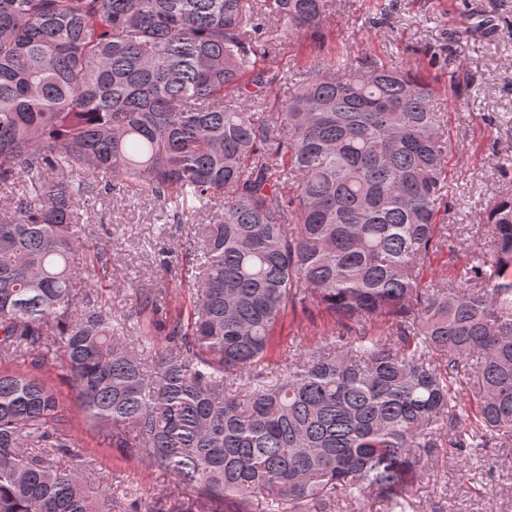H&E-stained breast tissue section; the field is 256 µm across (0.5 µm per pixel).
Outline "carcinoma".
<instances>
[{
    "mask_svg": "<svg viewBox=\"0 0 512 512\" xmlns=\"http://www.w3.org/2000/svg\"><path fill=\"white\" fill-rule=\"evenodd\" d=\"M272 21L322 40L326 0H0V187L24 183L0 213V365L63 359L84 417L174 500L192 492L186 512H405L437 436L455 464L512 439V196L465 287L424 285L452 203L439 93L401 62L318 51L281 106ZM102 173L221 201L189 315L136 287L133 336L75 288L89 266L112 281L77 208ZM314 308L396 334L341 332L269 369L284 316ZM65 418L44 382L0 369V512H112Z\"/></svg>",
    "mask_w": 512,
    "mask_h": 512,
    "instance_id": "carcinoma-1",
    "label": "carcinoma"
}]
</instances>
